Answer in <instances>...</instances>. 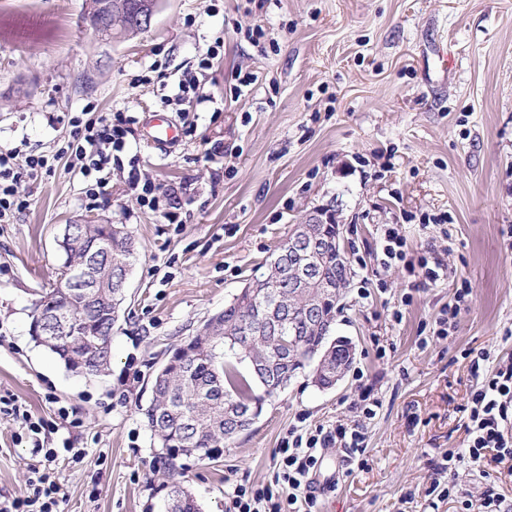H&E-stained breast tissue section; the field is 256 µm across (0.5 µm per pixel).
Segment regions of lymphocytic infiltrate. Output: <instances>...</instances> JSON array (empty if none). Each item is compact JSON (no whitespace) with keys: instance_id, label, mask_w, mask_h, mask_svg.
Wrapping results in <instances>:
<instances>
[{"instance_id":"1","label":"lymphocytic infiltrate","mask_w":512,"mask_h":512,"mask_svg":"<svg viewBox=\"0 0 512 512\" xmlns=\"http://www.w3.org/2000/svg\"><path fill=\"white\" fill-rule=\"evenodd\" d=\"M134 116L124 112H106L88 119H73L71 140L60 148L68 156L74 171L89 179V199L105 194L106 171L114 153L128 146V137L135 124ZM46 155H20L18 148L0 147V223H13L29 202L19 188L27 180L49 171ZM380 264L388 268L403 264L409 273L421 275L424 285L436 284L447 275L448 266L441 258L410 256L405 236L397 225H386L381 235ZM466 409L469 446L466 454L475 461L483 460L487 451H494L497 462L512 461V363L498 365L485 375L481 385L471 391ZM0 414L22 419L27 439L35 454L40 455L38 467L31 470L26 487L19 495L0 498V512H61L64 499L62 485L54 472L60 457L80 460L83 449L70 441L50 447L41 434L42 418L25 405L11 403L0 407ZM365 437L359 428L342 423L333 427L291 428L282 441L280 459L271 483L236 485L224 499V512H317L314 476L322 461V450L332 444L345 448L349 459L364 456Z\"/></svg>"}]
</instances>
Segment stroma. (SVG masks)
<instances>
[{"label": "stroma", "instance_id": "1", "mask_svg": "<svg viewBox=\"0 0 512 512\" xmlns=\"http://www.w3.org/2000/svg\"><path fill=\"white\" fill-rule=\"evenodd\" d=\"M85 0H0V146L55 156L51 173L23 182L28 208L0 224V398H15L68 438L81 462L60 459L62 512H148L164 480L143 409L170 350L261 277L293 225L328 210L348 248L351 275L334 335L355 357L332 389L307 373L265 398L251 431L182 477L202 512H224L239 484L270 482L289 428L351 423L363 393L379 401L365 420L366 468L348 470L325 449L315 485L319 512H460L433 487L442 453L468 446L464 406L485 369L512 358V0H159L145 30L96 40ZM262 26L260 43L247 36ZM214 66L199 70L209 48ZM167 81L141 83L153 65ZM197 97L183 108L192 133L150 148L139 123L176 92L186 71ZM256 82L237 91L238 78ZM133 113L128 137L139 170L177 189V223L142 207L128 171L113 167L104 196L56 153L85 112ZM224 156L206 160L214 142ZM448 217L447 234L423 227ZM123 224L134 255L126 313L112 331V362L84 378L31 335L32 311L54 288L57 238L78 220ZM399 224L410 254L447 250L448 277L413 287L377 261L382 228ZM472 294L448 335L439 312L461 284ZM68 407L81 428L61 424ZM20 421L0 417V496L23 491L37 461ZM456 482L479 500L487 487L512 498V471L464 456Z\"/></svg>", "mask_w": 512, "mask_h": 512}]
</instances>
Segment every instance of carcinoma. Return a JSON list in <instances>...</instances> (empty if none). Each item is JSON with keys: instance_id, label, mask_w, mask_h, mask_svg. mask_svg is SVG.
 I'll list each match as a JSON object with an SVG mask.
<instances>
[{"instance_id": "obj_1", "label": "carcinoma", "mask_w": 512, "mask_h": 512, "mask_svg": "<svg viewBox=\"0 0 512 512\" xmlns=\"http://www.w3.org/2000/svg\"><path fill=\"white\" fill-rule=\"evenodd\" d=\"M312 230L324 240L317 262L325 279L348 281L350 262H336L333 243L337 224H315ZM286 244L278 247L281 257L270 264L265 278L243 290L224 310L207 319L208 329L196 331L167 356L152 380V398L144 410L148 427L158 440L160 452L155 463L167 476V495L178 483V460L193 457L199 461L213 458L217 448L235 438L228 423L230 417L253 406L262 412V399L254 396L253 382L237 366L226 360L231 353L245 361L254 358L267 395L290 381L297 370L306 367L311 355L325 357L312 374L313 382L332 386L336 366L349 364L346 347L329 348L332 325L317 327L309 322L305 308L311 302L321 305L326 314L336 316V294H323L318 288H280L282 302L294 309V317L285 321L280 335H272L278 313L267 309L270 286L282 281L290 270ZM134 240L122 224L112 225L109 256L101 257L97 277L107 281L106 288H53L35 305L31 326L46 323L61 325L59 314L72 324L67 336H36L34 340L63 362L67 370L84 377L99 376L108 369L112 346L110 331L118 322L125 300L117 287L118 276L130 269ZM295 338L296 352L274 354L279 340Z\"/></svg>"}]
</instances>
